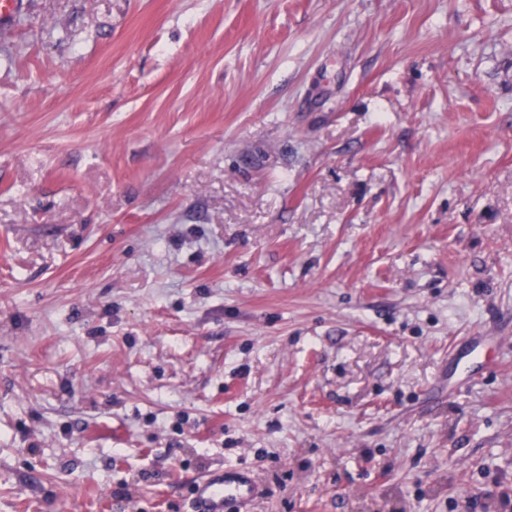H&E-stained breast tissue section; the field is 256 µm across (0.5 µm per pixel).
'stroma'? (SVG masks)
Returning a JSON list of instances; mask_svg holds the SVG:
<instances>
[{"label": "stroma", "mask_w": 512, "mask_h": 512, "mask_svg": "<svg viewBox=\"0 0 512 512\" xmlns=\"http://www.w3.org/2000/svg\"><path fill=\"white\" fill-rule=\"evenodd\" d=\"M512 512V0H23L0 24V512ZM257 493L253 475L225 469L207 474L195 487L192 512H224L234 503L251 500Z\"/></svg>", "instance_id": "obj_1"}]
</instances>
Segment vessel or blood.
Here are the masks:
<instances>
[{"instance_id": "vessel-or-blood-1", "label": "vessel or blood", "mask_w": 512, "mask_h": 512, "mask_svg": "<svg viewBox=\"0 0 512 512\" xmlns=\"http://www.w3.org/2000/svg\"><path fill=\"white\" fill-rule=\"evenodd\" d=\"M257 493L253 475L225 469L207 474L195 487L192 512H226L229 505L251 500Z\"/></svg>"}]
</instances>
